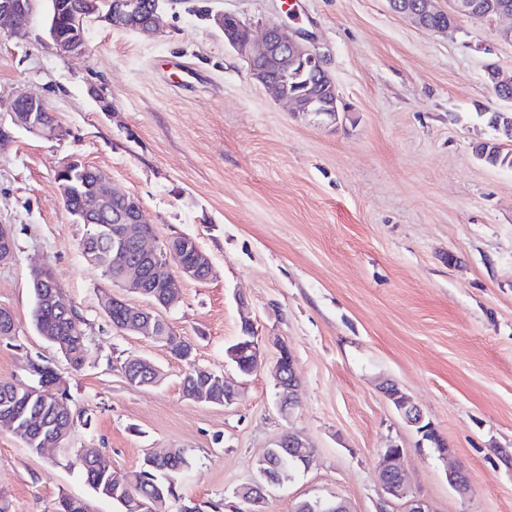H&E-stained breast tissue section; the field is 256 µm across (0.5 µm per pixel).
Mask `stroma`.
Masks as SVG:
<instances>
[{
	"label": "stroma",
	"mask_w": 512,
	"mask_h": 512,
	"mask_svg": "<svg viewBox=\"0 0 512 512\" xmlns=\"http://www.w3.org/2000/svg\"><path fill=\"white\" fill-rule=\"evenodd\" d=\"M47 8L34 0L25 39L0 35V128L10 134L0 224L15 236L14 260L0 265V307L15 322L0 341V380L30 383L29 360L49 361L76 418L69 447L104 449L116 476L148 453L184 449L181 503L194 512H248L236 489L290 430L314 462L273 489L263 512L314 498L376 512L379 456L396 446L433 512H512V168L475 155L496 135L490 113L512 111L486 76L491 63L512 71L497 23L462 17L431 33L388 0H163L161 34L95 19L86 53L64 58L46 40ZM224 13L305 34L335 82L337 123L291 111L254 82L214 22ZM22 92L47 102L62 137L13 124ZM74 157L136 196L158 239L192 236L210 259L214 277L184 282L167 318L198 367L239 384L233 404L185 398L184 362L112 328L101 303L110 285L82 261L85 227L56 180ZM42 265L85 320L81 369L32 324ZM247 320L262 342L244 377L225 350ZM279 339L301 382L287 416L271 376ZM131 355L160 365L162 383L129 385L114 361ZM386 380L434 424L449 458L397 412ZM452 466L472 478L469 494L449 485ZM64 496L121 512L59 449L35 454L0 432L11 512H53Z\"/></svg>",
	"instance_id": "1"
}]
</instances>
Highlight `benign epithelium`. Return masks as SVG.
Returning <instances> with one entry per match:
<instances>
[{
	"label": "benign epithelium",
	"instance_id": "obj_1",
	"mask_svg": "<svg viewBox=\"0 0 512 512\" xmlns=\"http://www.w3.org/2000/svg\"><path fill=\"white\" fill-rule=\"evenodd\" d=\"M392 10L415 22L420 28L429 32H446L448 24L434 22L439 10L434 7V0H388ZM112 8L104 12L100 10L97 0H90L89 8L82 14L72 18L70 32L62 34L58 29L60 4L52 0L53 19L48 26L51 46L61 56L74 57L82 55L87 49L86 23L93 18H102L109 24L121 19L127 28L147 36H153L160 30V14H155L153 22L144 26L138 22L139 10L137 0H112ZM33 10V0H0V31L4 30L11 37H20L28 30ZM447 14L456 20L462 16L481 15L487 21L501 18L512 19V5L506 0H449ZM216 25L228 29L231 25L245 26L249 30V38L244 42H234L232 46L249 61L261 60L264 66L251 71L255 82L272 91L274 95L293 106L296 112L311 111V104L301 105L288 97L285 80L288 70L297 61L305 58L314 67L321 81L335 86L331 76L324 67L323 56L317 49L307 45L300 33H290L275 23L269 22L261 29L254 30L251 23L242 21L234 14L224 13L215 18ZM486 75L492 88L501 99L512 101V78L503 75L495 64L486 66ZM10 112L13 123L31 133L47 140L57 138L58 129L51 120L46 102L37 96L22 93L11 104ZM84 164L76 159L66 162L58 173L62 174L61 191L71 192L76 185V175L83 172ZM96 208L90 214L80 215L85 224L112 225V252L109 261L112 270L118 273L113 282L117 291L104 294V311L120 308L127 318L126 328L132 334L141 336H172L174 330L165 313L178 305L181 300V288L187 280L205 283L213 276V268L207 256L200 250L195 239L189 235L173 236L163 244H157V235L145 220L138 198L133 195L120 194L112 189L110 176L101 171L96 174ZM122 200L121 211L112 212V202ZM134 247L136 255H131L129 247ZM15 256V243L12 228L8 224H0V264H6ZM37 277L35 287L40 289L43 300L52 308L65 314L71 307L60 298V288L49 268L42 266L33 272ZM149 288L167 289L165 302L154 301L147 293ZM137 294L145 299V303L133 306L124 298V294ZM279 357L272 370L275 386L280 389L278 406L282 414H290L293 399L299 389L294 358L286 357L290 352L288 344L275 339ZM259 337L252 336L251 343L244 348H232L226 351L231 360L247 357L245 374H252L257 368ZM135 362L137 370L153 377V384L163 378L160 366L148 358L129 356L119 359L114 367L126 373L129 362ZM208 379L198 385L193 392L185 393V397L199 402H212L208 386L212 383L224 384V405L232 404L240 395L239 385L229 382L224 376H216L206 371ZM381 389L386 395H394L397 410L404 419L414 427L423 425L426 418L423 412L410 397L392 382L385 381ZM278 448L294 449L293 460L308 467L313 461L314 451L309 447L303 435L297 431H288L276 441ZM404 450L401 448L385 449L378 461V471L383 492V505L378 512H388L385 504L400 500L405 504V512H430L424 501L411 495L406 483L401 459ZM276 482L267 470H261L248 484L241 486L236 495L244 502L253 506L262 505L267 499L270 489ZM137 509L145 512H161L166 507V491L156 487L152 504L135 502ZM300 512H350L342 501H306Z\"/></svg>",
	"mask_w": 512,
	"mask_h": 512
}]
</instances>
